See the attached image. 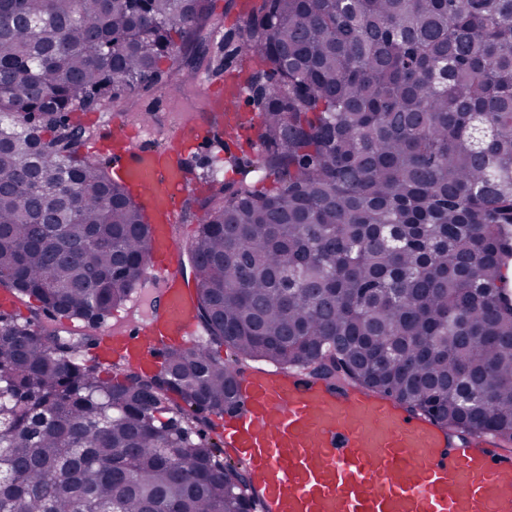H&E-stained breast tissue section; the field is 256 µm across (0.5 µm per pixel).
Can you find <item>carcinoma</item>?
Instances as JSON below:
<instances>
[{
  "label": "carcinoma",
  "instance_id": "1",
  "mask_svg": "<svg viewBox=\"0 0 512 512\" xmlns=\"http://www.w3.org/2000/svg\"><path fill=\"white\" fill-rule=\"evenodd\" d=\"M216 0H0L4 512H245L244 469L206 438L252 362L382 393L512 440V0H261V146L188 218L204 337L161 366L84 357L145 274L151 224L70 121L193 78ZM231 359L224 360L221 347Z\"/></svg>",
  "mask_w": 512,
  "mask_h": 512
}]
</instances>
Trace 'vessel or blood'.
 I'll return each mask as SVG.
<instances>
[{
  "instance_id": "b4317fda",
  "label": "vessel or blood",
  "mask_w": 512,
  "mask_h": 512,
  "mask_svg": "<svg viewBox=\"0 0 512 512\" xmlns=\"http://www.w3.org/2000/svg\"><path fill=\"white\" fill-rule=\"evenodd\" d=\"M186 167L175 145L128 143L115 158L116 175L153 215L148 275L162 292L154 316L126 325L106 351L146 367L158 362L160 343L197 328L170 234ZM237 386L242 400L224 415V446L266 512H512V452L492 435H460L388 397L299 370L255 369Z\"/></svg>"
}]
</instances>
